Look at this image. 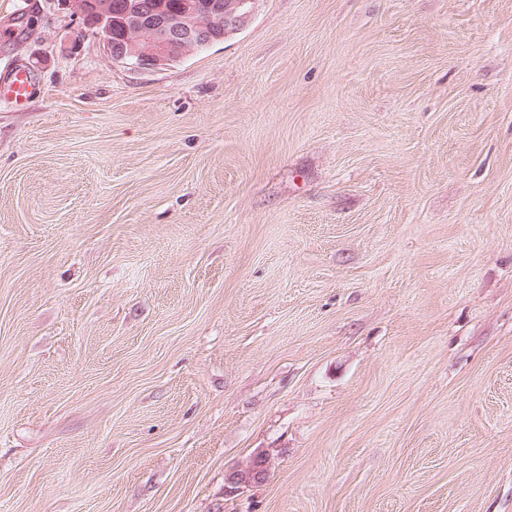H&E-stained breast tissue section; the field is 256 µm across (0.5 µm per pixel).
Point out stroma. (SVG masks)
I'll use <instances>...</instances> for the list:
<instances>
[{"instance_id": "35a3bbf8", "label": "stroma", "mask_w": 512, "mask_h": 512, "mask_svg": "<svg viewBox=\"0 0 512 512\" xmlns=\"http://www.w3.org/2000/svg\"><path fill=\"white\" fill-rule=\"evenodd\" d=\"M20 66L0 512H512V0H257L159 69L0 0ZM267 471V460L262 456H254L250 462L239 469L234 477L235 483L250 485L262 481Z\"/></svg>"}]
</instances>
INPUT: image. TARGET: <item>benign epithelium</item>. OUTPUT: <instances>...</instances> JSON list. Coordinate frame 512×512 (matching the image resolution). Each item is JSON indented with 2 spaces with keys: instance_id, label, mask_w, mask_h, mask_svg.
I'll use <instances>...</instances> for the list:
<instances>
[{
  "instance_id": "7a95c632",
  "label": "benign epithelium",
  "mask_w": 512,
  "mask_h": 512,
  "mask_svg": "<svg viewBox=\"0 0 512 512\" xmlns=\"http://www.w3.org/2000/svg\"><path fill=\"white\" fill-rule=\"evenodd\" d=\"M256 0H183V11L174 20L156 17V33L133 42V64L139 68H155L168 62L174 54L188 49V45L204 38L206 29L215 25L243 28L250 20ZM68 9L77 17L98 16L108 10L106 0H65ZM267 471V460L254 456L235 475L236 483L250 485L262 481Z\"/></svg>"
}]
</instances>
